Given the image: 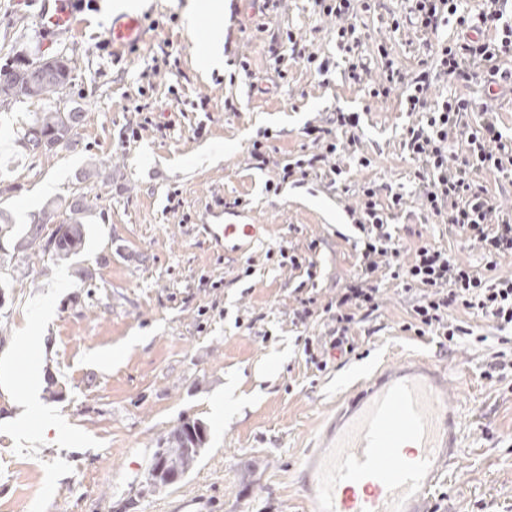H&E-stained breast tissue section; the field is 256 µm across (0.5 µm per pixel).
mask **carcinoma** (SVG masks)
<instances>
[{
    "mask_svg": "<svg viewBox=\"0 0 512 512\" xmlns=\"http://www.w3.org/2000/svg\"><path fill=\"white\" fill-rule=\"evenodd\" d=\"M34 62L0 72V108L9 106L18 99L43 100L57 96L65 90L72 71L71 59L61 57L47 66V71L36 83L24 76ZM84 120L81 112H44L37 116L22 135L24 148L29 144L44 140L60 147H66L70 139H61V130L76 131ZM82 202L69 205L67 223L59 224L53 230L56 239L46 240L42 248L59 259H69L84 249L87 239L85 224L81 221ZM206 427L198 421H182L160 438L153 453L146 480L156 487L170 485L167 475L174 473L186 476L196 466L200 448L206 443Z\"/></svg>",
    "mask_w": 512,
    "mask_h": 512,
    "instance_id": "carcinoma-1",
    "label": "carcinoma"
}]
</instances>
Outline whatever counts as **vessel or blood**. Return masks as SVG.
<instances>
[{"label":"vessel or blood","mask_w":512,"mask_h":512,"mask_svg":"<svg viewBox=\"0 0 512 512\" xmlns=\"http://www.w3.org/2000/svg\"><path fill=\"white\" fill-rule=\"evenodd\" d=\"M76 0H44L43 30L67 33ZM114 44L140 38L136 16L113 19ZM258 224H221L231 250L251 246ZM448 368L419 358L379 366L336 406L302 463L310 512H433L437 490L456 469L464 445L460 408L448 405Z\"/></svg>","instance_id":"obj_1"}]
</instances>
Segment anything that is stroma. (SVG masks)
I'll use <instances>...</instances> for the list:
<instances>
[{"label":"stroma","instance_id":"35a3bbf8","mask_svg":"<svg viewBox=\"0 0 512 512\" xmlns=\"http://www.w3.org/2000/svg\"><path fill=\"white\" fill-rule=\"evenodd\" d=\"M104 0L80 8L70 36L39 25L42 0H0V69L62 53L70 83L47 100L0 108V354L33 332L39 356L28 374L0 386V512H297L298 463L312 449L339 398L378 363L421 356L448 366L450 402L466 407L458 476L435 512H512V372L486 378L499 348L489 321L463 312L471 335L442 350L432 336L403 331L412 300L387 267L377 276L379 311L355 326L354 353L306 362L304 339L329 333L323 308L354 272L360 232L349 214L368 181L403 196L389 222L403 248L428 241L485 271L479 247L427 215L401 142L408 123L401 91L368 96L379 73L348 79L334 18L310 0H221L220 12L190 24L193 0H125L143 18L136 48L114 49ZM404 0H378L358 20L366 54L392 46L418 68L428 44L454 26L424 35L392 29ZM293 31L328 60L318 75L283 61L281 86L251 91L234 65L269 72L272 34ZM220 34L224 59L212 67L195 50L201 33ZM167 65L155 66L158 57ZM234 102L235 111L224 109ZM84 114L67 147L30 154L19 143L36 116ZM360 116L357 145L342 144L309 175L280 182L286 163L307 159V127H328L336 111ZM267 132L270 162L254 167L248 149ZM370 166L358 163L360 156ZM342 167L349 190L334 184ZM279 181L278 192L265 185ZM82 197L88 240L68 260L23 246L29 225L57 203L50 225ZM261 224V241L225 251L214 224ZM313 254L312 274L281 264L279 249ZM312 285H305V278ZM314 315L300 322L301 301ZM42 429L39 453H19L15 419L30 389ZM203 423L207 441L194 470L165 488L147 480L157 441L180 421Z\"/></svg>","mask_w":512,"mask_h":512}]
</instances>
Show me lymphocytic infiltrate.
<instances>
[{
    "instance_id": "f902f5d3",
    "label": "lymphocytic infiltrate",
    "mask_w": 512,
    "mask_h": 512,
    "mask_svg": "<svg viewBox=\"0 0 512 512\" xmlns=\"http://www.w3.org/2000/svg\"><path fill=\"white\" fill-rule=\"evenodd\" d=\"M410 2V12L421 31L434 33L452 22L461 30L459 38L437 45L432 66L438 76L465 85L480 81L489 89L507 81L512 83V71L500 68L502 57L512 56V18L505 15L508 0H482L474 20L461 11L460 0ZM371 8L370 0H362L358 6L352 0H313L314 11L336 18L339 45L348 55L347 75L354 81L360 80L366 68L359 54L362 43L357 34V16ZM377 54L381 78L370 88V97L388 98L402 85L406 88V110L425 115L424 122L407 128L402 147L421 164L416 176L424 186L426 211L445 216L462 236L478 243L487 258L512 255V217L491 222L496 210L494 199L485 186L472 178L480 171L511 174L512 140L504 139L489 120L466 127L464 118L475 109L473 99L467 95L454 93L430 103V82L425 75L406 77L387 45H379ZM380 195L374 183L361 188L357 224L363 245L357 254L356 271L338 289L335 309L329 314L336 325L333 339L328 345L319 346L314 337H306L307 362L323 370L327 367L328 349L353 351L351 326L379 308L375 273L380 258L385 256L392 259V279L399 281L404 292L418 297L405 330L454 343L457 337L471 333L470 328L451 322L452 312L459 310L489 320L498 330L512 328V276L487 277L424 241L414 247L412 258H404L395 245L386 213L387 207L400 206L402 197L392 194L385 206Z\"/></svg>"
}]
</instances>
